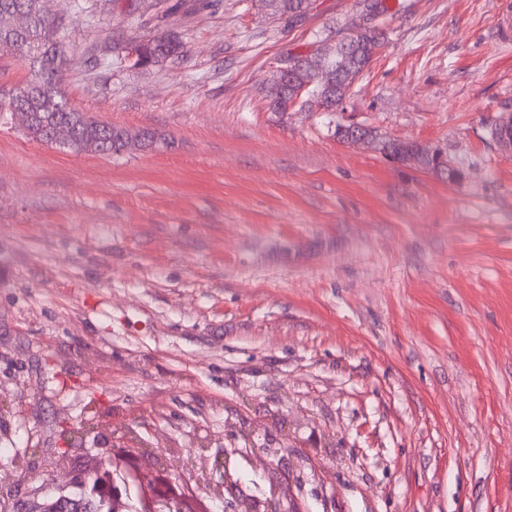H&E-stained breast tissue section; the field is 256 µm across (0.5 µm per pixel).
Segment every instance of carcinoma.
<instances>
[{
	"instance_id": "1",
	"label": "carcinoma",
	"mask_w": 512,
	"mask_h": 512,
	"mask_svg": "<svg viewBox=\"0 0 512 512\" xmlns=\"http://www.w3.org/2000/svg\"><path fill=\"white\" fill-rule=\"evenodd\" d=\"M265 8L296 20L307 13L309 0H259ZM386 32L376 28L357 42L352 52L354 68L364 70L376 50L383 46ZM141 66L147 67L170 60L183 61L185 44L170 32L158 31L142 40ZM0 51L13 54L29 64L30 77L8 91L0 89V102L23 109L19 119L26 133L35 140L48 143L52 128L66 126L72 140L57 143L58 149L95 154H120L131 146L150 148L156 141L148 129L129 130L96 119L79 110L65 97L62 86L74 58L68 39L65 18L45 14L40 0H0ZM316 56L302 59L301 66L288 81L270 87V108L286 112L295 104L309 112L317 109L334 112L346 95L349 72L329 64L316 71ZM384 156L401 164H413L440 173L448 172L443 164L412 142L388 138L377 146Z\"/></svg>"
}]
</instances>
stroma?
Segmentation results:
<instances>
[{
	"mask_svg": "<svg viewBox=\"0 0 512 512\" xmlns=\"http://www.w3.org/2000/svg\"><path fill=\"white\" fill-rule=\"evenodd\" d=\"M333 112L272 111L283 55L356 25L311 0H43L79 61L71 103L161 144L74 153L0 122V512L64 460L82 473L110 417L193 451L235 440L316 453L294 512H512V45L498 0H406ZM148 17L133 23V14ZM164 30L183 63L135 69L117 42ZM355 122L440 149L452 179L340 141ZM258 2L281 16L296 19V22L305 16L309 7V0H259Z\"/></svg>",
	"mask_w": 512,
	"mask_h": 512,
	"instance_id": "35a3bbf8",
	"label": "stroma"
}]
</instances>
